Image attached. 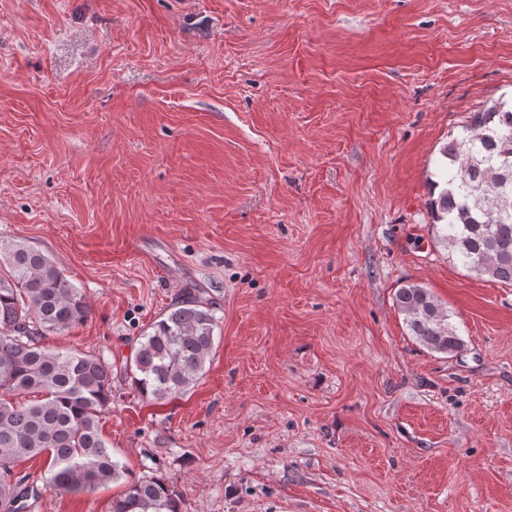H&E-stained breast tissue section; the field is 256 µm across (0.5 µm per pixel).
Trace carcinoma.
<instances>
[{"instance_id":"cac0c4a2","label":"carcinoma","mask_w":512,"mask_h":512,"mask_svg":"<svg viewBox=\"0 0 512 512\" xmlns=\"http://www.w3.org/2000/svg\"><path fill=\"white\" fill-rule=\"evenodd\" d=\"M440 155L444 188L429 201L438 242L464 267L512 286V106L501 101L471 113ZM395 304L423 347L448 356L463 347L428 288L404 284ZM90 312L48 255L20 241L0 245V512H28L41 494L33 476L13 470L21 459L46 458L44 489L58 493H92L127 473L100 425L112 396L111 364L43 345L45 335L69 330ZM218 326L199 295L171 305L127 365L136 390L155 401L187 393L205 374ZM183 507L168 484L144 475L112 499L111 512Z\"/></svg>"}]
</instances>
